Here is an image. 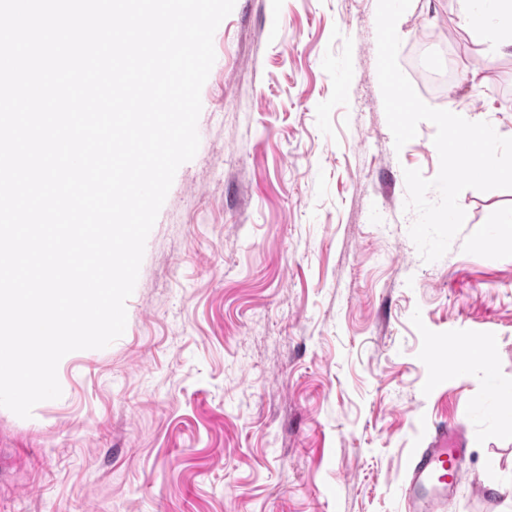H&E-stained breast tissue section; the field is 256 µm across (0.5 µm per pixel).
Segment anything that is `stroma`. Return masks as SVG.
Masks as SVG:
<instances>
[{"label":"stroma","instance_id":"35a3bbf8","mask_svg":"<svg viewBox=\"0 0 512 512\" xmlns=\"http://www.w3.org/2000/svg\"><path fill=\"white\" fill-rule=\"evenodd\" d=\"M377 0H236L200 146L147 238L124 335L66 355L62 395L0 407V512H404L405 458L470 438L448 512H512V190H464L438 261L409 236ZM412 0L398 62L428 105L512 137V54ZM481 351L458 369L448 348Z\"/></svg>","mask_w":512,"mask_h":512}]
</instances>
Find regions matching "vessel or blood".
<instances>
[{
	"label": "vessel or blood",
	"mask_w": 512,
	"mask_h": 512,
	"mask_svg": "<svg viewBox=\"0 0 512 512\" xmlns=\"http://www.w3.org/2000/svg\"><path fill=\"white\" fill-rule=\"evenodd\" d=\"M468 438L453 424H442L428 447L414 449L406 465V512H445L463 480Z\"/></svg>",
	"instance_id": "vessel-or-blood-1"
}]
</instances>
